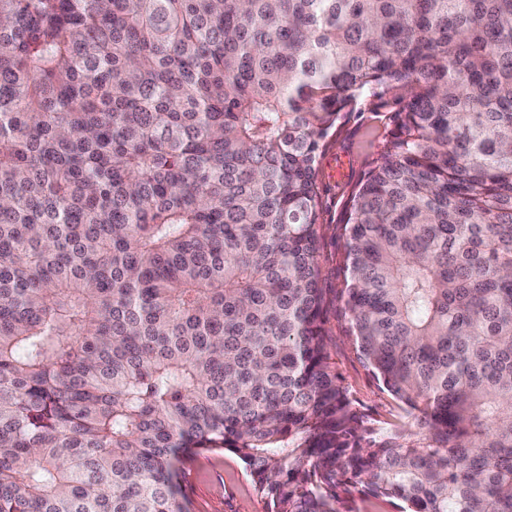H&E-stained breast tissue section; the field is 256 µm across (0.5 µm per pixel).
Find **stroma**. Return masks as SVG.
Returning a JSON list of instances; mask_svg holds the SVG:
<instances>
[{
    "instance_id": "obj_1",
    "label": "stroma",
    "mask_w": 512,
    "mask_h": 512,
    "mask_svg": "<svg viewBox=\"0 0 512 512\" xmlns=\"http://www.w3.org/2000/svg\"><path fill=\"white\" fill-rule=\"evenodd\" d=\"M391 129L387 113L363 109L343 117L319 157V188L324 239L320 250L321 286L328 295L325 331L328 351L343 385L359 414L375 427H408L402 404L364 367L348 333V321L334 295L342 288L343 241L339 236L344 206L362 179L369 156ZM349 157L344 175H337L336 160ZM185 484L191 512H267L242 462L231 452L204 453L189 463Z\"/></svg>"
}]
</instances>
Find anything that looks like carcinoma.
<instances>
[{"mask_svg": "<svg viewBox=\"0 0 512 512\" xmlns=\"http://www.w3.org/2000/svg\"><path fill=\"white\" fill-rule=\"evenodd\" d=\"M396 90L325 342L318 157ZM512 512V0H0V512ZM191 512H267L242 462L229 451L204 453L186 466Z\"/></svg>", "mask_w": 512, "mask_h": 512, "instance_id": "cac0c4a2", "label": "carcinoma"}]
</instances>
